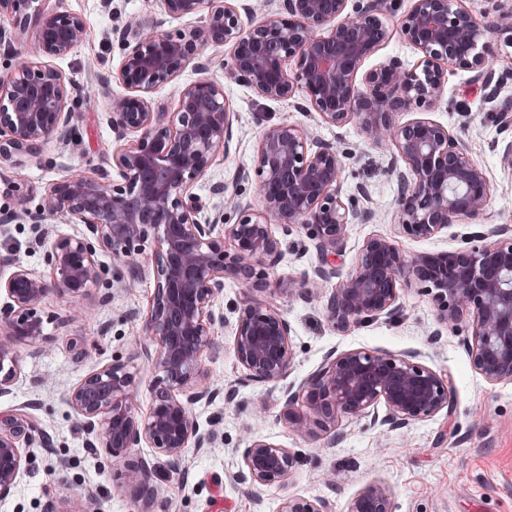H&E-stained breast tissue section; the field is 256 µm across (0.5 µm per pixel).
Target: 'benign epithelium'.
Wrapping results in <instances>:
<instances>
[{"instance_id": "obj_1", "label": "benign epithelium", "mask_w": 512, "mask_h": 512, "mask_svg": "<svg viewBox=\"0 0 512 512\" xmlns=\"http://www.w3.org/2000/svg\"><path fill=\"white\" fill-rule=\"evenodd\" d=\"M38 0H0V48L18 55L31 32L39 56L66 57L83 41L86 24L76 13L44 9ZM170 18L197 16L200 24L166 32L161 22L128 18L112 30L122 50L110 79L126 93L112 97L110 126L115 148L109 167L87 175L75 168L65 178L38 190L15 173L8 190L15 209L1 224L15 220L44 229L56 219L83 226L73 236L51 239L48 273L36 274L12 253L0 265L13 272L0 279L9 302L0 307V396L12 391L21 351L40 353L46 336L40 307L52 296L78 303L102 281L97 249L112 253L122 268L116 282L136 279L139 257L151 247L155 291L142 323V335L155 349L144 348L158 375L152 402L141 416L137 389L127 365L105 364L76 384L67 401L91 436L90 448H102L113 463L127 466L129 482L145 500L154 497L149 479L154 468L145 457L129 459L145 444L168 463H180L188 450L201 451L216 441L202 431L194 409L224 399L235 402L236 386L221 387L202 367L201 356L215 345L214 328L225 324L216 299L232 280L246 288V303L234 327L233 354L252 384L274 383L294 362L288 320L269 297L318 300L338 331L396 317L401 292L416 286L432 296L437 322L453 327L472 316L468 355L476 373L490 384L512 383V226L484 224L460 235V246L444 252H409L396 238L372 235L363 242L357 263L345 273L336 264L348 225L368 224L374 213L343 201L348 153L336 143L296 124L263 128L253 167L235 182L256 184L262 211L223 182L210 185L235 214L232 224L219 211L202 213L206 203L194 192L209 170L224 159L233 141L231 111L224 80L251 88L270 100L298 98L320 122L359 126L389 153L388 172L397 182L394 223L399 236L429 239L450 224L475 223L486 216L490 182L470 158L465 138L429 119L398 123L395 116L413 107L434 108L448 77L471 73L483 100L498 112L503 131L512 128V98H500L512 83V70L499 72L498 32L512 31V11L479 20L463 0H411L398 19V35L422 54L410 66L397 57L357 74L364 61L390 38L382 20L388 0H281L257 23L246 24L254 6L225 0H158ZM229 47V56L204 54ZM191 67L203 76L181 91L177 108L152 106L150 94ZM85 88L65 79L44 62L18 65L0 78V162L37 155L46 146H68L75 136V112L89 108ZM39 196L35 208L30 199ZM283 234L306 231L318 256L300 278L275 272L284 253L271 225ZM336 282L331 290L327 284ZM266 299L256 298L257 294ZM416 355L350 350L325 356L320 369L300 390L287 392L280 419L288 429L310 435L332 432L330 444L343 439L336 421L358 419L384 402L388 412L374 422L397 430L440 412L451 414L447 380L415 361ZM49 438L38 422L23 413L0 412V499L12 495L24 470L23 448L45 447ZM236 483L250 489L284 484L297 465L288 449L254 438L242 451ZM277 512H332L329 500L284 499ZM348 512H393L390 489L372 483L350 501Z\"/></svg>"}]
</instances>
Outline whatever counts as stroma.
<instances>
[{
  "label": "stroma",
  "instance_id": "1",
  "mask_svg": "<svg viewBox=\"0 0 512 512\" xmlns=\"http://www.w3.org/2000/svg\"><path fill=\"white\" fill-rule=\"evenodd\" d=\"M48 7L80 14L86 36L72 52L53 65L77 84L95 87L97 78L115 72L121 50L112 39L113 26L133 15H158L155 0H48ZM118 82L97 98L89 110L77 112L76 138L67 150L46 147L41 154L24 156L20 167L29 181L45 186L67 175L75 166L93 171L108 165L113 136L109 126L113 97L124 94ZM224 95L235 113L233 146L223 162L213 166L210 180L232 183L234 175L250 168L265 125L288 122L307 127L326 140L339 141L350 159L344 172L347 192L366 186L375 223L353 224L348 229L342 270L355 264L364 240L374 234L393 236L392 210L396 184L388 174L385 151L369 144L352 124L329 127L315 113L299 111L293 101H271L252 89L225 83ZM433 120L449 130L465 128L474 161L491 184L488 214L492 222L512 218V168L504 165L495 144L504 135L483 102V93L470 83L467 72L450 77L448 89L433 109H412L401 121ZM284 260L278 272L296 276L317 262L304 230L282 237ZM47 246L39 242L30 225L20 221L0 224V254L10 250L24 265L42 274L47 270ZM141 276L130 287L114 289L113 299L102 303L99 294L83 303L84 314L71 319L70 300L54 296L42 307L44 333L50 341L42 353L23 357L11 394L0 397V411L34 403L32 417L47 433L50 445L26 449L27 463L14 494L0 500V512H44L54 502L63 512L74 497L91 500L96 512H136L138 502L124 474L105 453H91L86 434L69 392L83 377L118 359L135 375L140 412L151 404L149 384L156 373L139 346L134 332L140 328L155 290L153 260L140 258ZM245 301L241 288L226 283L217 307L225 323L214 331L216 348L206 350L202 364L217 383H236L243 375L233 353V325ZM291 326L295 360L287 376L265 386H240L232 406L216 401L196 407L194 415L204 430L223 436L216 448L188 452L179 466L155 458L152 449H135V456L152 458L156 468L150 484L155 490L152 512H277L282 499L300 496L330 500L333 512H347L351 499L367 484L387 483L394 512H512V383L491 385L472 368L463 344L470 335V320L445 330L441 339L428 343L426 331L436 311L422 289L402 291L401 312L347 331L334 330L316 301H275ZM86 339L97 349L86 360H77L70 340ZM376 350L395 355L413 353L418 362L442 375L452 392V414H437L407 428L390 431L371 418L342 419L343 442L333 445L328 435L301 437L279 420L286 390H299L314 375L328 353ZM262 437L288 448L298 457L289 480L281 486L250 491L237 485L232 475L241 463V450L251 439ZM334 484H326L325 476Z\"/></svg>",
  "mask_w": 512,
  "mask_h": 512
}]
</instances>
